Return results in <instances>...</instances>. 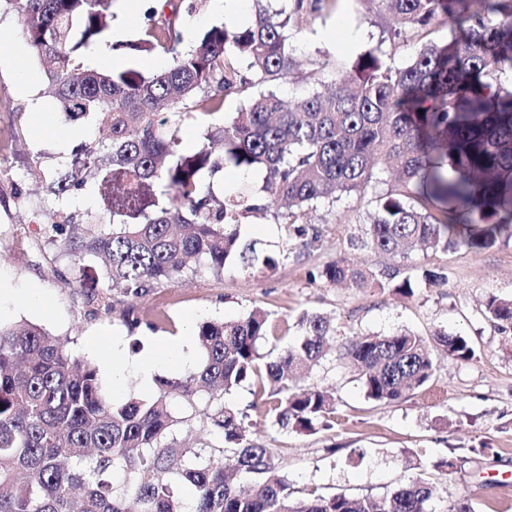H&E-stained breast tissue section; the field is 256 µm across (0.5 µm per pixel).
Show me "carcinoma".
<instances>
[{
  "instance_id": "1",
  "label": "carcinoma",
  "mask_w": 512,
  "mask_h": 512,
  "mask_svg": "<svg viewBox=\"0 0 512 512\" xmlns=\"http://www.w3.org/2000/svg\"><path fill=\"white\" fill-rule=\"evenodd\" d=\"M114 0H0L14 12L43 67L44 94L69 123L94 118L103 137L75 145L66 170L48 177L60 201L88 181L100 184L108 228L61 209L43 213L48 240L74 257L75 281L87 259L100 260L121 291L125 319L139 323L134 303L153 285L199 270L220 273L232 261L272 269L275 253L240 236L250 214L263 211L288 236L317 238L305 212L367 189L379 161L397 176L376 195L361 243L404 253L482 249L512 238V88L497 79L512 62V0H372L393 21L396 42L418 38L448 13L460 31L447 44H421L409 65L393 68L370 48L350 69L322 78L290 99L276 89L298 61L289 30L300 29L324 0H254L253 23L216 24L185 43L180 12L200 0H157L140 38L109 42ZM122 54L144 48L169 57L150 75L126 65L97 70L77 62L94 44ZM246 105L216 124L228 98ZM206 125L202 143L186 148L183 121ZM226 167L264 172L265 203L216 194L213 176ZM322 276L362 288L412 295L410 278L367 276L338 261ZM94 311L112 312V289L86 295ZM489 321L512 327V299L489 298ZM269 315L254 310L234 322L203 321L196 336L203 359L186 376L161 378L151 399L114 403L103 394L96 366L72 355L42 327L0 324V512H430L432 487L413 478L378 497L289 492L277 452L244 441V417L224 396L260 371L274 388L273 423L314 431L334 414L326 392L293 386L326 357L332 320L304 312L299 335L260 367L259 344ZM448 357L470 360L461 335L436 337ZM340 359L374 403H391L434 376L433 348L405 330L367 333L345 345ZM206 396V418L222 437L218 453L202 455L173 436L183 418L172 401Z\"/></svg>"
}]
</instances>
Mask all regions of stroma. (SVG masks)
Listing matches in <instances>:
<instances>
[{"label": "stroma", "mask_w": 512, "mask_h": 512, "mask_svg": "<svg viewBox=\"0 0 512 512\" xmlns=\"http://www.w3.org/2000/svg\"><path fill=\"white\" fill-rule=\"evenodd\" d=\"M347 32H340V25ZM0 27L15 39L0 46V141L17 130L21 150L38 156L39 165L5 151L9 166L0 177V283L12 288H35L49 301L44 310L0 299V321L27 320L66 339L70 352L88 362L109 352L113 337H123L137 352L147 336L182 335L187 317L195 321H231L260 309L268 313L270 333L260 345L265 359L276 357L297 334V315L305 310L330 316L333 347L359 334H391L407 329L434 341L441 333L466 336L476 350L463 361L439 356L437 371L424 387L405 399L376 405L369 402L361 382L334 356L301 378L304 386L331 392L335 413L328 426L314 432H284L274 425L268 406L260 400L261 378H253L228 395L229 403L246 414V437L276 449L281 466L295 491L330 496H381L410 478L420 476L434 487L431 512H445L453 501L471 504L475 512H512V328L498 329L481 314L488 297L512 298V240L485 249H457L436 254L420 251L387 254L352 247L369 210L368 201L381 189L371 183L364 195L352 194L308 212L305 222L318 233L316 242L301 245L275 224L271 215L255 214L241 234L275 245L282 256L270 270H247L227 263L221 274L202 271L178 283H161L135 304L140 318L129 328L125 303L116 301L111 313L92 312L86 286L75 282L71 261L60 244L46 240L38 213L50 205L45 192L48 173L63 170L75 141L98 137L92 124L77 126L75 139L57 142L38 137L33 129L31 103L48 112L56 106L43 93L42 69L21 37L16 15L0 17ZM381 21L364 0H329L296 34L294 43L300 73L281 80L287 96L312 91L303 74L312 62L325 63L327 72L350 68L365 50L378 45ZM27 72L35 82L21 96L17 76ZM22 197H14L15 188ZM344 259L379 275L399 272L416 280L410 296L371 284L357 288L333 284L322 269ZM444 274L441 285L422 280L425 271ZM183 422L179 441L210 450L222 440L202 412L175 405ZM450 461L449 471L438 470Z\"/></svg>", "instance_id": "35a3bbf8"}]
</instances>
